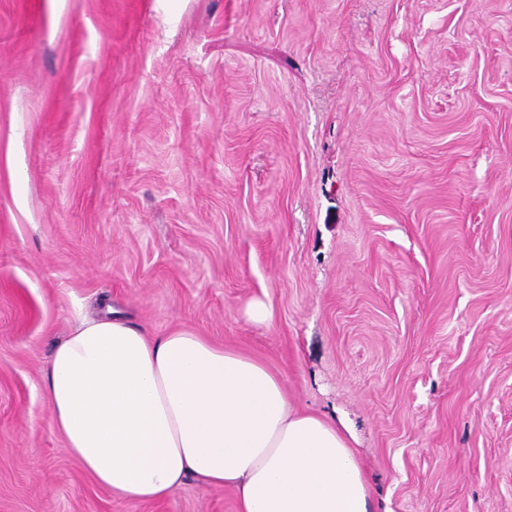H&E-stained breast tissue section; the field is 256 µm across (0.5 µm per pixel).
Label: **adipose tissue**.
<instances>
[{
  "instance_id": "adipose-tissue-1",
  "label": "adipose tissue",
  "mask_w": 512,
  "mask_h": 512,
  "mask_svg": "<svg viewBox=\"0 0 512 512\" xmlns=\"http://www.w3.org/2000/svg\"><path fill=\"white\" fill-rule=\"evenodd\" d=\"M45 393L66 452L116 495L162 501L195 477L232 489L238 512H374L349 427L298 409L264 361L191 329L78 319Z\"/></svg>"
}]
</instances>
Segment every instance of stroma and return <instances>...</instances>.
<instances>
[{
	"instance_id": "1",
	"label": "stroma",
	"mask_w": 512,
	"mask_h": 512,
	"mask_svg": "<svg viewBox=\"0 0 512 512\" xmlns=\"http://www.w3.org/2000/svg\"><path fill=\"white\" fill-rule=\"evenodd\" d=\"M105 303L347 422L376 512H512V0H0V512H237L65 452Z\"/></svg>"
}]
</instances>
